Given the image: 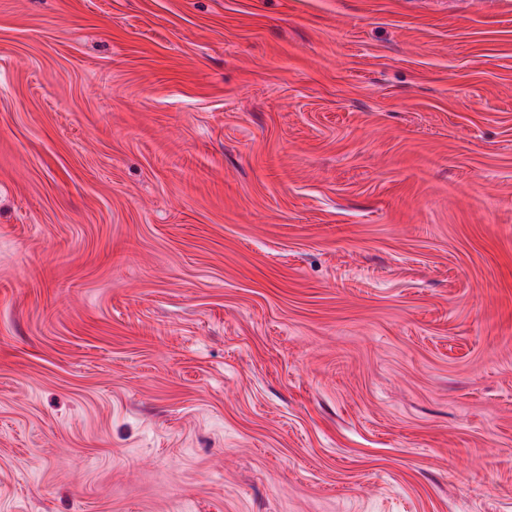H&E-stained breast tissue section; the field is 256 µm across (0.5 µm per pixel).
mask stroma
<instances>
[{"instance_id":"stroma-1","label":"stroma","mask_w":512,"mask_h":512,"mask_svg":"<svg viewBox=\"0 0 512 512\" xmlns=\"http://www.w3.org/2000/svg\"><path fill=\"white\" fill-rule=\"evenodd\" d=\"M0 512H512V0H0Z\"/></svg>"}]
</instances>
